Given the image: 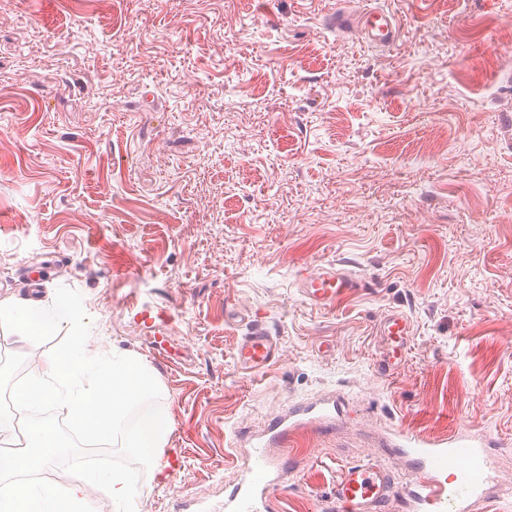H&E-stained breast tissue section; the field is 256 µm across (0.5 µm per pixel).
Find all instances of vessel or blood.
<instances>
[{
    "mask_svg": "<svg viewBox=\"0 0 512 512\" xmlns=\"http://www.w3.org/2000/svg\"><path fill=\"white\" fill-rule=\"evenodd\" d=\"M360 23L371 43L381 46L393 42L395 18L385 10L364 11ZM299 285L311 304L330 308L358 288L359 283L349 272L331 268L302 273ZM126 306L132 322L147 334L153 356L165 359L170 311L141 300L136 294L128 297ZM377 333L393 350L392 356L385 359L388 368L396 369L408 351L412 334L409 317L400 311L391 312L380 322ZM235 358L242 370L262 373L279 360L278 341L266 330L253 327L238 343ZM310 415L329 424L340 418L342 411L336 401L322 399L276 414L268 422L263 438L253 443L248 464L224 501L225 512H266L268 498L277 487V476L288 465V441L304 427ZM393 445L415 475L410 499L416 512H466L470 501L494 478L483 438L464 429L437 440L399 432ZM394 486L393 472L380 461L368 460L342 469L332 488V499L344 512H383Z\"/></svg>",
    "mask_w": 512,
    "mask_h": 512,
    "instance_id": "obj_1",
    "label": "vessel or blood"
}]
</instances>
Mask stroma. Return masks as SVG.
<instances>
[{
    "label": "stroma",
    "instance_id": "35a3bbf8",
    "mask_svg": "<svg viewBox=\"0 0 512 512\" xmlns=\"http://www.w3.org/2000/svg\"><path fill=\"white\" fill-rule=\"evenodd\" d=\"M383 8L390 47L337 14ZM80 292L89 354L147 356L124 303L168 306V445L141 512L223 507L249 436L332 395L269 512H334L341 464L410 477L388 442L465 427L498 442L471 512L512 497V0H0V301L25 269ZM360 286L311 305L301 270ZM411 350L379 372L382 317ZM266 372L236 367L252 325ZM377 335L383 336L385 344L390 345V349L392 347L393 357L388 353L382 362L387 364L393 374L408 352L412 323L404 312L393 311L380 321ZM235 358L242 370L253 374L262 373L279 360L278 341L266 330L255 326L238 343Z\"/></svg>",
    "mask_w": 512,
    "mask_h": 512
}]
</instances>
